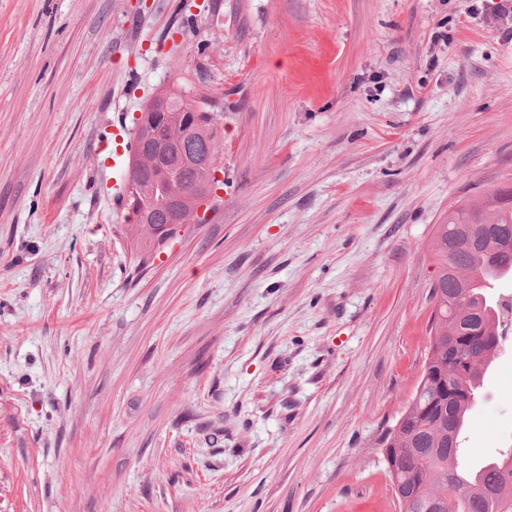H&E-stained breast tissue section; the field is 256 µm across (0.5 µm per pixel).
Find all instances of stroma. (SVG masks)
Segmentation results:
<instances>
[{"mask_svg":"<svg viewBox=\"0 0 512 512\" xmlns=\"http://www.w3.org/2000/svg\"><path fill=\"white\" fill-rule=\"evenodd\" d=\"M497 3L0 0V512H399L433 228L512 183ZM171 85L222 186L142 265L94 153ZM499 330L473 466L512 444Z\"/></svg>","mask_w":512,"mask_h":512,"instance_id":"1","label":"stroma"}]
</instances>
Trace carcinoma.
<instances>
[{
  "mask_svg": "<svg viewBox=\"0 0 512 512\" xmlns=\"http://www.w3.org/2000/svg\"><path fill=\"white\" fill-rule=\"evenodd\" d=\"M167 110L184 124L160 123L155 136L180 154L199 150L219 159L215 113L185 97V91L160 92ZM127 193L157 216L169 199V180L182 192L180 221L136 224L143 251L165 245L181 230L202 196L207 174L182 164L170 173L148 169L132 159ZM431 249L436 264L431 330L425 369L398 421L399 432H383L385 448L400 470L399 512H512V448L487 460L481 471L465 470L460 435L478 401L486 372L501 348L498 302L475 285V277L512 272V185L482 200H467L436 225Z\"/></svg>",
  "mask_w": 512,
  "mask_h": 512,
  "instance_id": "carcinoma-1",
  "label": "carcinoma"
}]
</instances>
